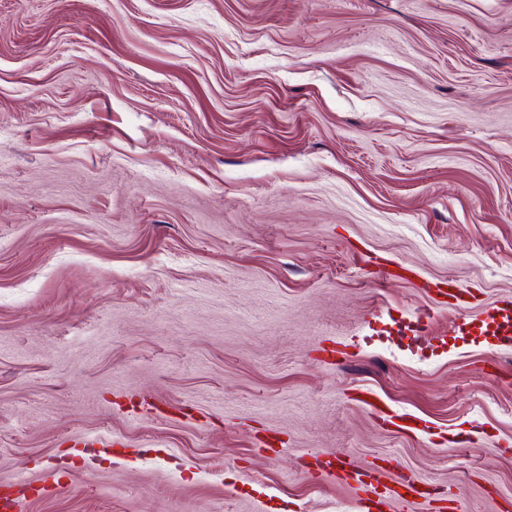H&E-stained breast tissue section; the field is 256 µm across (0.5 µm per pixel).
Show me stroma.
Instances as JSON below:
<instances>
[{
  "mask_svg": "<svg viewBox=\"0 0 512 512\" xmlns=\"http://www.w3.org/2000/svg\"><path fill=\"white\" fill-rule=\"evenodd\" d=\"M510 302L512 0H0L18 512H512ZM344 475L341 477L346 484H357L358 489L362 491L364 496L360 501V508L362 512H381L386 506L383 498L387 497L399 504L410 503V497L418 496L422 497L424 492H421L416 486L415 482L409 477L401 476L397 482V488L391 489L390 496H384L381 492H378L377 485L374 484L372 473H365L357 470H341ZM375 496L376 498L372 497ZM409 495V498H406Z\"/></svg>",
  "mask_w": 512,
  "mask_h": 512,
  "instance_id": "stroma-1",
  "label": "stroma"
}]
</instances>
